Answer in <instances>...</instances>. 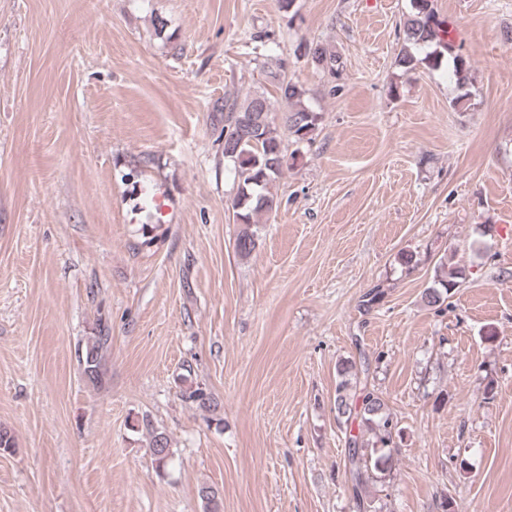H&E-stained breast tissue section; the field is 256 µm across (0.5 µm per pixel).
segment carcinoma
<instances>
[{"mask_svg":"<svg viewBox=\"0 0 512 512\" xmlns=\"http://www.w3.org/2000/svg\"><path fill=\"white\" fill-rule=\"evenodd\" d=\"M442 21L433 7V0H409V9L403 14L400 30L403 44L397 55V65L405 72H413L425 65L437 67L443 57L452 61L454 75L460 86L467 85V60L456 53L450 42L440 37ZM418 48H427L423 57L414 53ZM297 53L307 58L316 69L336 77L343 69L339 56L316 43L299 42ZM281 101L286 106L283 117L285 131L298 140H309L316 129L319 114L303 101L304 92L299 85L279 72L270 73ZM216 111L226 113L216 141L224 142V160L233 165L236 194L232 208L237 223L243 225L235 248L242 256H249L258 246L256 232L251 230L256 217L278 209V201L270 187L283 173L285 155L281 148L280 131L270 117L268 98L260 93L245 99L241 104L224 103ZM459 270L445 259H440L433 285L425 289L422 298L437 312L445 311L444 304L459 284ZM109 336L103 332L88 338L79 356L82 374L94 386L103 383V350ZM356 364L346 360L338 368L334 409L336 419L349 426L357 424L358 433L346 438L348 447V472L351 489L358 508L364 507L362 491L377 471L384 473L397 448L395 438L401 429L394 423L382 396L367 386L357 387ZM185 397L199 406L216 410L217 403L209 394L197 387L185 393ZM149 448L154 463L165 467L171 460V440L166 432L149 428ZM199 495L206 512H218L220 491L204 485Z\"/></svg>","mask_w":512,"mask_h":512,"instance_id":"cac0c4a2","label":"carcinoma"}]
</instances>
